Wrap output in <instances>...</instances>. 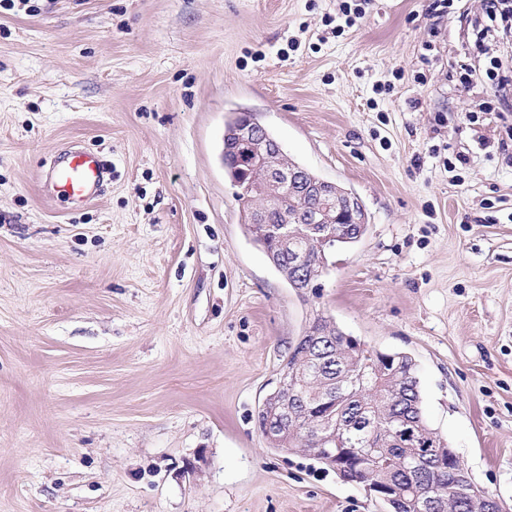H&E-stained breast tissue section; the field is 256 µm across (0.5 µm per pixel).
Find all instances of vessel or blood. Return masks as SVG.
<instances>
[{
	"instance_id": "vessel-or-blood-1",
	"label": "vessel or blood",
	"mask_w": 512,
	"mask_h": 512,
	"mask_svg": "<svg viewBox=\"0 0 512 512\" xmlns=\"http://www.w3.org/2000/svg\"><path fill=\"white\" fill-rule=\"evenodd\" d=\"M111 174L110 167L91 152L70 149L55 159L44 192L73 206L93 199Z\"/></svg>"
}]
</instances>
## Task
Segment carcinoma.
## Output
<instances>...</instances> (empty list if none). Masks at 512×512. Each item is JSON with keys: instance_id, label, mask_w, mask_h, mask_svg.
Returning <instances> with one entry per match:
<instances>
[{"instance_id": "1", "label": "carcinoma", "mask_w": 512, "mask_h": 512, "mask_svg": "<svg viewBox=\"0 0 512 512\" xmlns=\"http://www.w3.org/2000/svg\"><path fill=\"white\" fill-rule=\"evenodd\" d=\"M236 125H227L224 138L225 173L232 182H241L240 170L246 168L249 146L235 134ZM284 205L270 213L268 224H250L248 230L266 252L277 259V266H288V254L295 249L307 251L305 286L319 287L318 280L327 265V253L358 243L366 232L361 224H333L332 239L318 243L307 222L309 213L320 209L322 201L303 196L297 189L282 190ZM288 226V239H280L275 228ZM285 386L270 394L258 411L260 424L272 416L290 410L297 422L288 424L269 446L281 451H302L314 447V439L326 427L336 425L343 448H359L361 456L346 461L349 472L343 474L327 461L326 452L312 458L334 469L343 480L365 483L372 478L385 482L391 492L404 497L389 503L393 512H414L413 487H434L455 501L459 512H472L458 499L459 487L452 472L436 475L431 464L416 458V450L406 442L392 441L378 450L372 432L360 427L370 418L377 431L395 435L401 420H408L416 431L418 447L427 442L445 448V441L428 425L416 364L404 353H382L352 344L349 337L324 313L313 315L309 328L299 338L288 356Z\"/></svg>"}]
</instances>
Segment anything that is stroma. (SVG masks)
<instances>
[{"instance_id":"stroma-1","label":"stroma","mask_w":512,"mask_h":512,"mask_svg":"<svg viewBox=\"0 0 512 512\" xmlns=\"http://www.w3.org/2000/svg\"><path fill=\"white\" fill-rule=\"evenodd\" d=\"M341 3L0 8V512H389L257 426L318 311L413 357L429 426L512 508V112L448 78L481 0ZM236 112L367 211L305 293L241 222ZM70 146L112 169L79 208L42 191Z\"/></svg>"}]
</instances>
